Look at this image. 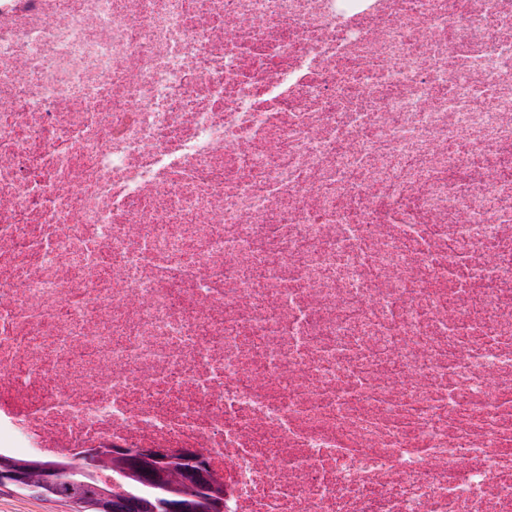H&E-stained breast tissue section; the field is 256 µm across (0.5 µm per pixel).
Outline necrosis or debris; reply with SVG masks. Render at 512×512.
Listing matches in <instances>:
<instances>
[{
	"label": "necrosis or debris",
	"mask_w": 512,
	"mask_h": 512,
	"mask_svg": "<svg viewBox=\"0 0 512 512\" xmlns=\"http://www.w3.org/2000/svg\"><path fill=\"white\" fill-rule=\"evenodd\" d=\"M112 447L512 512V0H0V453Z\"/></svg>",
	"instance_id": "4bbe7bcc"
}]
</instances>
